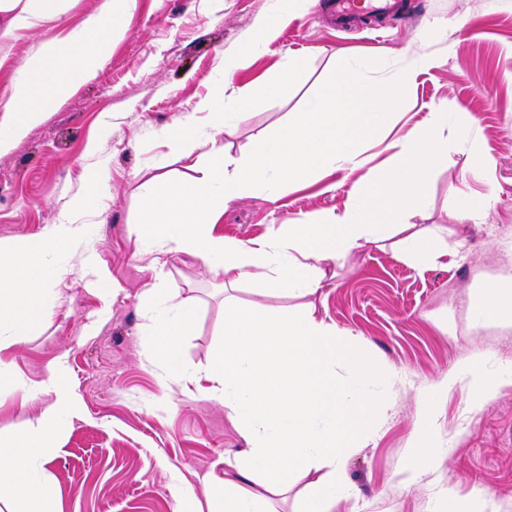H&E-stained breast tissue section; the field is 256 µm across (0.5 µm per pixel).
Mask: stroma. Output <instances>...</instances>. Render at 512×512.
I'll return each mask as SVG.
<instances>
[{"label":"stroma","instance_id":"35a3bbf8","mask_svg":"<svg viewBox=\"0 0 512 512\" xmlns=\"http://www.w3.org/2000/svg\"><path fill=\"white\" fill-rule=\"evenodd\" d=\"M96 5L78 0L65 25L13 44L11 59L23 61L30 42L61 38ZM283 9L288 19L274 39L219 86L226 60ZM421 55L432 67L415 70L401 115L363 147L358 174L290 183L275 201L260 191L233 200L217 230L245 241L342 213L359 175L389 159L394 139L436 107L466 113L489 167L476 176L468 148L450 154L427 186L425 208L408 218L447 225V254L417 266L392 241L368 246L336 262L335 278L313 298L321 317L384 365L377 390L391 402L370 439L348 452L350 493L333 512H437L448 488L468 507L486 490L493 512H512V381L477 407L463 390L438 385L467 356H479L490 373L512 366V327L476 322L471 311L479 284L512 274L504 250L512 241V0H407L404 14L350 32L331 25L319 0H135L102 67L0 154V245L11 248L57 223L63 203L87 193L85 166H107L103 190L69 216L89 250L59 251L51 282L58 306L11 350L28 388L0 387L6 439L54 401L43 383L56 360L65 364L63 387L79 412L61 423L45 467L62 512H178V491L203 497L205 479L223 476L225 456L246 445L221 402L165 381L143 357L144 293L158 281L194 302L180 339L182 367L206 378L224 346V294L206 263L177 250L155 255L136 239L145 182L185 171L180 147L166 139L176 120L201 98L221 93L231 107L247 95L244 116L227 121L222 137L238 158L259 134L305 111L340 69L377 59L376 74L386 77L414 69ZM291 60L297 78L266 95ZM476 194L493 199L485 222L458 223V197ZM103 274L112 284L105 294ZM422 393L432 396L441 452L410 484L402 466Z\"/></svg>","mask_w":512,"mask_h":512}]
</instances>
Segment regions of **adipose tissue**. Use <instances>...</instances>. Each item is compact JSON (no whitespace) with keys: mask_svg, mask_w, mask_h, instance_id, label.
I'll list each match as a JSON object with an SVG mask.
<instances>
[{"mask_svg":"<svg viewBox=\"0 0 512 512\" xmlns=\"http://www.w3.org/2000/svg\"><path fill=\"white\" fill-rule=\"evenodd\" d=\"M75 2L0 0V43L29 39L38 27L62 22ZM134 2L101 0L94 12L67 28L56 46L31 42L0 96V153L98 69L113 40L126 32ZM412 80L408 70L369 80L355 69H343L310 108L256 140L240 158L227 155L219 140L227 116L222 96L203 98L180 117L176 137L189 172L177 180L154 181L146 191L136 226L142 245L207 260L223 288L251 279L265 292L307 300L296 313L225 307L224 347L201 393L223 403L246 447L228 462L223 477L208 482L205 501L182 494L181 512H270V495L295 484L301 487L299 512H332L336 498L347 494L345 456L369 437L387 405L382 396L347 386L336 369L348 367L358 381L368 383L383 379L385 368L334 323L318 317L308 298L329 278V262L396 234L415 264L444 253L446 226L418 229L406 217L425 207L434 169L469 141L472 129L462 117L449 123L444 109L431 112L424 125L391 143L389 165L357 185L341 215L327 214L315 223L289 225L283 234L247 241L225 238L214 227L228 202L251 192L263 191L274 200L284 184L359 167L361 145L401 110ZM201 139L211 145L203 160L193 155ZM79 238L78 225L63 221L47 226L22 250L0 247V377L6 383L16 380L9 350L57 305L50 278L56 242L74 244ZM191 304L190 297L159 282L144 296L142 330L151 338L144 356L165 380L182 385L196 381L173 365ZM472 313L480 323L512 326V275L482 284ZM499 383L481 373L474 357L464 359L446 380L447 386L465 387L477 404ZM72 411L69 399L58 398L36 423L0 443V507L5 512H58L44 464L55 429Z\"/></svg>","mask_w":512,"mask_h":512,"instance_id":"adipose-tissue-1","label":"adipose tissue"}]
</instances>
